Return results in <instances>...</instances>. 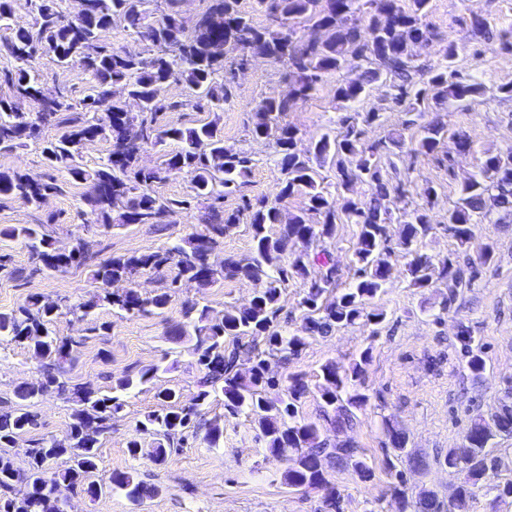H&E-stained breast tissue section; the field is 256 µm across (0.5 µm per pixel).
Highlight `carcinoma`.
Listing matches in <instances>:
<instances>
[{"mask_svg":"<svg viewBox=\"0 0 512 512\" xmlns=\"http://www.w3.org/2000/svg\"><path fill=\"white\" fill-rule=\"evenodd\" d=\"M32 12L29 27L12 29L0 38V57L11 65L0 69V87L10 95H0V152L12 151L39 137L40 128L54 125L61 130L58 139L43 147L49 165L65 169L75 179L92 184L85 197L99 212L101 224H169L171 218L192 208L204 209L200 229L164 249L114 257L96 265L92 279L101 293L87 302L73 305V314L84 318L89 311L106 303L130 315H143L166 308L181 280H190L200 288L219 281L247 279L259 285L247 307L230 305L224 314L210 316L199 302L183 307L184 322L170 330L172 340H195L201 376L194 403L182 404L172 389L158 393L163 411L151 412L140 422L142 431L158 437L157 445L144 448L133 439L128 448L133 457L147 456L155 463L165 462L167 445L173 437L186 440L185 432L206 415V406L214 393L224 396V416L244 415L251 419L257 437L270 454L288 463L284 483L290 488L322 489L329 505L336 504L339 493L325 476V466L348 467L361 479L373 476L372 462L350 441L330 443L322 438L323 424L336 431L353 424L357 411L369 401L362 391L364 367L371 358L365 348L359 358L345 366L328 361L316 375L315 388L321 399L318 418L297 417V405L309 393L310 385L300 374L275 377L269 374L272 357L286 359L297 353L306 337L326 334L360 320L378 326L386 319L385 310L369 307L392 279L394 250L410 256L402 275L412 288L425 289L436 281L450 288L463 284L464 276L450 256L436 259L419 250L431 224L425 208L407 214L401 238L391 246L386 233L389 210L383 201L390 191L405 195L403 184L391 188L379 164L381 142L368 143L356 119L343 116L340 129L324 133L312 146V155L297 148V130L286 122L297 102L309 97L327 73L353 72L355 76L336 89L342 104L360 102L370 84L383 80L390 84L391 101L406 112H423L429 102L438 106H466L484 87L467 83L453 68L463 48L450 43L443 61L414 64L410 46L436 33L427 23L429 0H260L268 24L257 26L242 11L241 0H210L192 30L185 29L178 10L180 0H164L166 9L148 27L147 37L155 48L152 55L129 49H116L101 39V33L115 20L125 21L137 30L149 16L152 0H87L83 15L73 20L65 16L60 0H28ZM44 49L62 65L80 61L90 73L93 84L79 104L61 91L50 102L43 100L39 74L34 66L37 53ZM253 52L283 66V79L294 87L293 97L269 96L254 111L251 135L267 142L273 158L285 175L274 196H241V205L224 209V195L237 193L246 185L250 160L224 145L217 122L209 121L193 128L156 126L157 113L165 108L162 91L168 83L185 84L187 102L200 109L220 106L232 96V87L219 81L226 58L239 65ZM120 85L139 111H128L126 101L112 97ZM26 98L36 105L35 115L16 111L15 100ZM448 124L437 114L422 125L420 137L405 148L401 137L390 139L391 154L398 161L409 157L435 156L447 136ZM102 138L111 149L99 166L87 171L77 162L87 141ZM171 140L181 149L165 155L161 165L149 172L138 165L144 149ZM336 165V188L348 189L355 182L365 183L370 195L353 201L334 195L316 180L312 161ZM191 176V194L183 199L159 197L151 185L172 174ZM61 185L53 178L36 179L23 170L0 171V201L20 199L40 207L42 197L58 193ZM307 196V208L290 214L285 203L293 194ZM512 209V161L502 154L485 153L479 174L464 183L453 207L448 209L452 223L448 235L460 249L474 238V217L494 210ZM358 225V242L351 282L337 288V269L330 250L336 239V225ZM249 226L254 243L250 254L229 256L220 265L211 262V254L224 237L240 225ZM14 236L28 240L30 251L49 270L65 272L87 265L89 257L82 239L74 240L67 250H58L46 235L27 225L11 230ZM292 239H306L315 249L286 251ZM167 267L173 271L171 288L144 296L133 284L146 270ZM317 267L320 276L310 279L301 305L306 308L301 330L290 333L274 329L282 310V296L289 279H309ZM59 306L33 296L27 304L0 313V339L27 345L43 361V373L36 385L19 386L13 397L0 398V448L9 447L15 438L36 426L35 415L25 403L50 390L73 403L68 443L41 438L29 451L27 467L21 471L11 458L0 454V512H58L55 501L43 486L67 484L97 497L104 489L121 490L134 502H141L158 489L136 478L131 472H114L95 481L98 470L100 437L108 429L112 413L122 407L130 390L149 383L159 370L153 365L118 379L112 391L69 384L65 364L71 360L74 341L55 336L51 326ZM264 337L247 358L249 367L239 364V341ZM458 339L474 376L482 375L484 361L479 345L465 328ZM383 430L393 450L405 448L406 437L391 419L383 420ZM512 436V404L504 400L494 413L477 415L464 436L465 446L450 448L439 464L465 472L448 503L429 492H422L410 504L406 491H398L400 512H468L471 499L479 491L502 497L512 495V481L494 483L491 478L503 465L493 440ZM224 425L215 418L206 422L204 440L212 448L220 447ZM64 465L46 475V465L59 458ZM18 483L26 492L12 495Z\"/></svg>","mask_w":512,"mask_h":512,"instance_id":"cac0c4a2","label":"carcinoma"}]
</instances>
